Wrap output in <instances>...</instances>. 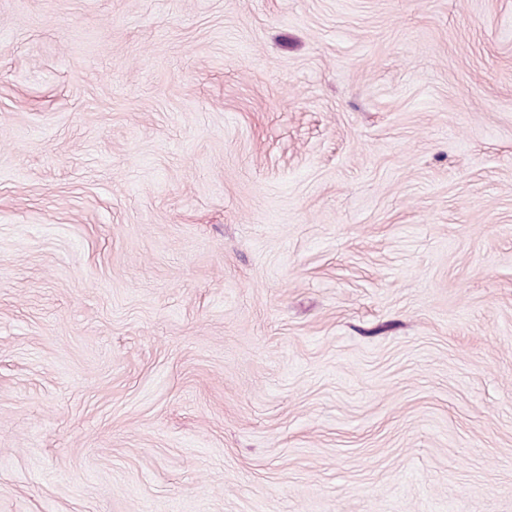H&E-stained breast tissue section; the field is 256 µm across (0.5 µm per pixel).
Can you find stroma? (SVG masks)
<instances>
[{
  "instance_id": "stroma-1",
  "label": "stroma",
  "mask_w": 512,
  "mask_h": 512,
  "mask_svg": "<svg viewBox=\"0 0 512 512\" xmlns=\"http://www.w3.org/2000/svg\"><path fill=\"white\" fill-rule=\"evenodd\" d=\"M0 512H512V0H0Z\"/></svg>"
}]
</instances>
